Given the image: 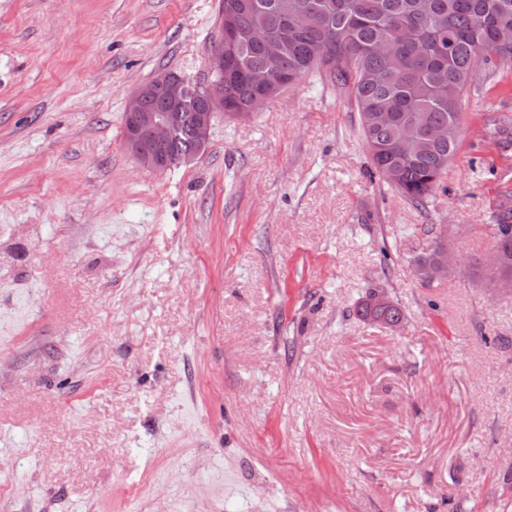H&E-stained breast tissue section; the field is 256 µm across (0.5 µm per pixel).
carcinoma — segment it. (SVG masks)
<instances>
[{"label":"carcinoma","mask_w":512,"mask_h":512,"mask_svg":"<svg viewBox=\"0 0 512 512\" xmlns=\"http://www.w3.org/2000/svg\"><path fill=\"white\" fill-rule=\"evenodd\" d=\"M304 15L319 21L296 28ZM224 103L228 111H250L274 97L256 86L252 73L270 83L295 85L313 76L355 106L370 162V173L415 206L439 189L448 161L457 153L467 92L477 66L511 68L512 45L497 42L512 30V0H224ZM280 46L270 56L257 35ZM382 113L383 123H370ZM424 123L448 128V138L431 140L411 128L414 114ZM499 241L512 247V212L495 216ZM366 320L398 323L396 306L371 312Z\"/></svg>","instance_id":"obj_1"}]
</instances>
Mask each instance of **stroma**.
Returning <instances> with one entry per match:
<instances>
[{"instance_id":"1","label":"stroma","mask_w":512,"mask_h":512,"mask_svg":"<svg viewBox=\"0 0 512 512\" xmlns=\"http://www.w3.org/2000/svg\"><path fill=\"white\" fill-rule=\"evenodd\" d=\"M218 11L0 0V512H512V296L414 270L434 224L479 265L512 208V69L424 208L311 77L147 172L126 101L206 78ZM364 302L368 307L360 302L356 310L357 315L363 320H368L369 317H372L373 321L392 322V324H383L385 325L384 327L389 329H396L400 326L401 323L398 322L402 320V313L396 305L392 304V300L385 293L373 292ZM368 308L372 311L382 309L383 311L381 313L371 312Z\"/></svg>"}]
</instances>
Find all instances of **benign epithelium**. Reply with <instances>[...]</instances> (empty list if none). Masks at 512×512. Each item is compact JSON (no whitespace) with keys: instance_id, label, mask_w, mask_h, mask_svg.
Listing matches in <instances>:
<instances>
[{"instance_id":"benign-epithelium-1","label":"benign epithelium","mask_w":512,"mask_h":512,"mask_svg":"<svg viewBox=\"0 0 512 512\" xmlns=\"http://www.w3.org/2000/svg\"><path fill=\"white\" fill-rule=\"evenodd\" d=\"M218 34L210 46L207 84L194 91L193 82L178 73H169L154 83H145L128 97L125 112L124 143L140 166L151 173H162L176 165L192 163L203 153L210 141L213 119L227 114L246 119L249 112H226L224 106V12L217 18ZM189 111V138L193 150L175 155L171 146L180 132L181 111ZM452 231L446 224L438 225L435 241L440 248L425 265L415 266L423 281L434 282L448 277L450 272L472 276L471 266L461 262L452 245ZM484 266L497 272L492 287L499 293L512 294V274L500 270L512 266V257L494 247L484 259Z\"/></svg>"}]
</instances>
